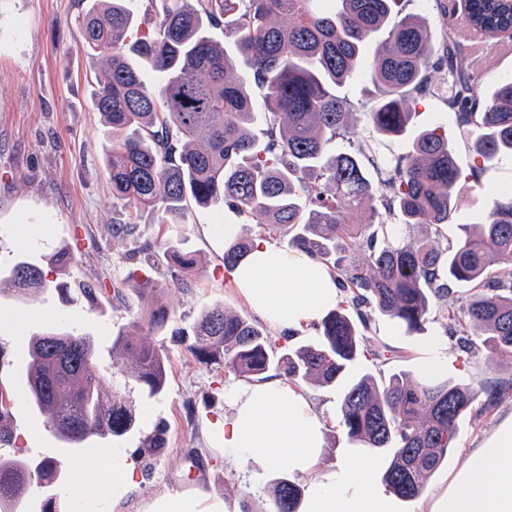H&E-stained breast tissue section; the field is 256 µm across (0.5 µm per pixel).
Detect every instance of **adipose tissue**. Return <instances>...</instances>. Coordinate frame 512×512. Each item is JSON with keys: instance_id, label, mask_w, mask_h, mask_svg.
I'll return each instance as SVG.
<instances>
[{"instance_id": "1", "label": "adipose tissue", "mask_w": 512, "mask_h": 512, "mask_svg": "<svg viewBox=\"0 0 512 512\" xmlns=\"http://www.w3.org/2000/svg\"><path fill=\"white\" fill-rule=\"evenodd\" d=\"M228 277L250 310L282 331L320 322L338 301L336 282L319 261L265 238L255 239ZM230 406L217 435L225 453L255 475L268 471L275 456H285L289 468L306 479L302 512H394L392 496L373 480L374 458L324 465L326 422L302 390L268 379L233 392ZM103 457L112 482L77 484L72 493L81 512H95L106 499L120 506L137 490L123 449L104 450ZM429 512H512V416L468 455Z\"/></svg>"}]
</instances>
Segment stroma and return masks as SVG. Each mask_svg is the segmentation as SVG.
Instances as JSON below:
<instances>
[{"mask_svg": "<svg viewBox=\"0 0 512 512\" xmlns=\"http://www.w3.org/2000/svg\"><path fill=\"white\" fill-rule=\"evenodd\" d=\"M92 2L0 0V269L22 255L40 267L48 283L22 302L0 295V384L12 386L23 372L28 343L40 329L64 326L92 334L102 383L123 398L136 424L124 436L90 441L80 457L99 459L106 446L126 449L138 489L123 503L122 512H146L164 494L199 495L205 503L223 501L229 512H241L243 505L254 507L268 499L273 483L291 472L282 461L263 477H254L214 442L229 411L227 394L242 380L223 367L199 362L187 346L194 325L209 307L221 304L250 317L244 300L226 280L224 227L241 225L243 234L252 237L261 230L225 207H194L159 224L151 212L131 213L114 201L103 164L110 135L92 100V86L106 61L83 52L78 26L79 16ZM435 126L447 134L459 165L468 169L477 164L454 113L435 97L426 98L415 125L381 143L380 150L389 157L401 155L410 149L418 129ZM511 185L512 160L506 158L465 193L443 229L445 237H455L462 225L481 219L490 188ZM116 224L131 225L132 230L113 234ZM173 247L195 254L200 262L189 286L167 273V252ZM61 252L69 253V262H57ZM162 272L167 275L164 299L173 317L149 341L167 355V382L161 395L149 399L131 376L133 358L113 350L112 340L148 307L128 283V275L155 278ZM78 281L98 284L95 301H69L61 295L59 285ZM376 327L372 344H386L397 357L386 365L360 360L356 374L421 377L423 358L439 346L448 358L440 376L451 383L474 388L486 380L512 379V361L490 364L482 344L462 351L461 341L474 336L463 317L449 318L444 327L430 321L411 334L383 317ZM340 392L335 385L307 390L331 425L324 450L328 464L351 452L336 424ZM510 415L512 394L491 407L477 397L447 463L419 498L397 500V512H418L421 502L448 489L468 453ZM159 425L165 428L164 447L154 459L140 457V437ZM58 448L44 418L21 407L15 413L13 437L0 445V455L41 459L57 456ZM190 455L202 460L207 480H191L186 465Z\"/></svg>", "mask_w": 512, "mask_h": 512, "instance_id": "35a3bbf8", "label": "stroma"}]
</instances>
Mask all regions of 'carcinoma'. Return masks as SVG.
Returning a JSON list of instances; mask_svg holds the SVG:
<instances>
[{"mask_svg":"<svg viewBox=\"0 0 512 512\" xmlns=\"http://www.w3.org/2000/svg\"><path fill=\"white\" fill-rule=\"evenodd\" d=\"M443 11L444 51L453 58L456 7ZM398 0H146L143 20L128 0H95L79 18L83 47L110 61L93 104L112 131L105 169L112 197L131 211L149 210L157 223L194 205L228 206L268 234H288V246L320 261L334 275L343 300L316 325L318 340L282 351L263 327L216 305L194 327L189 352L248 381L280 376L308 386L344 384L338 426L357 448L384 453L383 483L411 500L454 447L462 418L477 392L447 381L405 374L346 380L369 341L376 317L414 332L432 307L443 318L469 320L489 361L512 358V189L490 194L482 221L440 246L443 226L469 183L503 157L512 158V78L488 96L477 77L448 65L430 80L435 37L424 19L395 10ZM464 21L489 38L512 34V0H465ZM224 26L233 51L208 31ZM383 35L371 59L366 43ZM161 81L156 91L127 52ZM244 65L232 73L231 56ZM366 73L375 103L364 113L368 139L352 152H333L336 137L353 130L351 103L342 93L357 71ZM264 91L263 139L252 88ZM438 96L455 113L483 165L465 174L448 137L422 129L412 149L381 156L378 142L413 122V104ZM386 194L385 213L375 205ZM388 218H383V215ZM238 236L224 248V267L250 250ZM182 284L197 274V258L174 254ZM467 288L458 298L454 288ZM46 287L40 268L20 259L0 271V293L23 300ZM166 283L148 279L138 293L151 307L131 331L166 327L172 309ZM118 333L113 347L136 361L135 380L149 398L164 391L167 355L155 345ZM24 401L46 418L61 455H78L92 439L122 437L135 419L116 394H106L95 339L69 328L44 329L25 355ZM17 401L0 386V443L12 437ZM164 429L140 439L153 456ZM64 474L56 459L0 456V512H25L32 487L44 489L41 512H57ZM303 488L282 479L267 512H296Z\"/></svg>","mask_w":512,"mask_h":512,"instance_id":"1","label":"carcinoma"}]
</instances>
